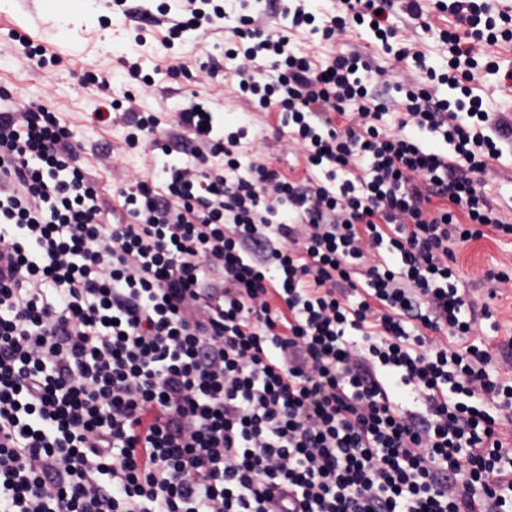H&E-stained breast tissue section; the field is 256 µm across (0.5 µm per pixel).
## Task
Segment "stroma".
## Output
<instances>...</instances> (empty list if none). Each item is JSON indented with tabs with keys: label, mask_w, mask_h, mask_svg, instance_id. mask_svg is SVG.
Returning a JSON list of instances; mask_svg holds the SVG:
<instances>
[{
	"label": "stroma",
	"mask_w": 512,
	"mask_h": 512,
	"mask_svg": "<svg viewBox=\"0 0 512 512\" xmlns=\"http://www.w3.org/2000/svg\"><path fill=\"white\" fill-rule=\"evenodd\" d=\"M126 13L110 8L107 0H71L65 15H50L43 9L42 0H0V86L11 92V102L17 108L32 103L51 105L60 122L69 128L70 141L81 166L98 182L104 197H111L116 187L147 177H160L165 157L153 151L150 143L135 150L126 149L127 128L122 119L103 126L91 114L99 106L101 93L94 86L81 83L86 68L95 67L112 77V90L121 93L132 87L122 61L130 54L139 55L144 68L155 80L153 87L137 92L136 108L141 112L173 114L182 108L189 91L218 100L224 105L226 126H247L254 149L273 169L302 177L305 163L298 145L287 142L282 133L277 112H258L240 96L234 71L236 61L225 60L227 71L223 82H205L198 67L207 57L224 58V42L230 37L234 18H226L220 32H188L173 50L164 49L158 42L161 32L170 25L166 16H156L144 22L145 10L153 9L152 0H128ZM424 22L416 24L403 13L401 5H393L390 21L396 29L394 49L407 47L425 53L427 63L442 69L437 46L441 30L456 24L452 14L435 9L432 0L423 4ZM50 45L64 63L51 70L36 68L19 51V44L9 38V31ZM144 31L147 42L137 45L134 36ZM297 51H317L321 58L332 54L361 51L374 65L386 70L393 84L385 88V97H396L395 82L418 79L420 73L412 61H400L392 52L374 44L371 32L351 28L322 43L309 31L291 35ZM193 71V78L172 76L167 67L171 58ZM464 288L478 305L488 306L492 316L482 320L473 341L486 345L490 353L512 341V289L496 294L490 282L482 278L483 271L501 269L512 271V238L493 235L468 243L457 253Z\"/></svg>",
	"instance_id": "obj_1"
}]
</instances>
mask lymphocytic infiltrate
I'll list each match as a JSON object with an SVG mask.
<instances>
[{
	"label": "lymphocytic infiltrate",
	"instance_id": "1",
	"mask_svg": "<svg viewBox=\"0 0 512 512\" xmlns=\"http://www.w3.org/2000/svg\"><path fill=\"white\" fill-rule=\"evenodd\" d=\"M390 7L338 0L319 26L308 0H238L224 55L303 147L299 179L193 92L175 120L192 162L113 206L55 112L7 108L0 89V512H512V381L469 341L490 311L458 288L456 257L512 236L480 180L512 123L472 87L481 70L512 82L485 52L512 42V11L454 0L446 71L399 48L426 79L395 102L359 52L290 45L352 23L388 43ZM274 9L288 27L272 34ZM224 18V0H175L160 43ZM84 80L97 122L131 123L129 148L160 126L102 71Z\"/></svg>",
	"mask_w": 512,
	"mask_h": 512
}]
</instances>
